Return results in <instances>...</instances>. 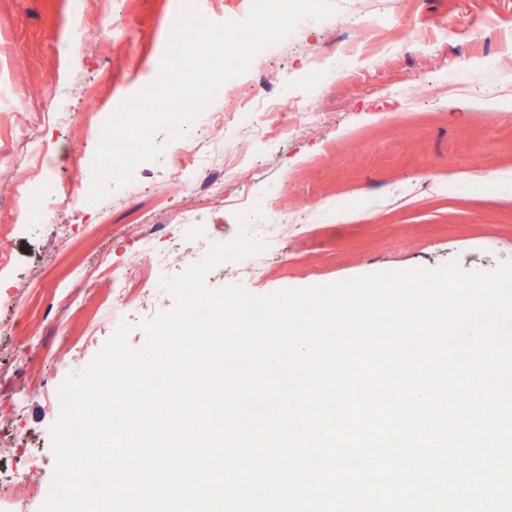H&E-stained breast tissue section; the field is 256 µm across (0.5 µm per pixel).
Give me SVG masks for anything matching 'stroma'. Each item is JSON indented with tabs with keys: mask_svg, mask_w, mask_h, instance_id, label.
Instances as JSON below:
<instances>
[{
	"mask_svg": "<svg viewBox=\"0 0 512 512\" xmlns=\"http://www.w3.org/2000/svg\"><path fill=\"white\" fill-rule=\"evenodd\" d=\"M333 2L334 15L304 19L255 56L187 131L203 147L199 167L242 154L223 198L186 199L163 131L160 161L106 181L108 196L93 203L85 192L65 195L73 182L91 185L99 130L160 67L176 0H93L82 17L91 37L72 55L61 49L68 0H0V235L12 248L0 280V382L27 375L21 402L0 403V488L12 490L13 512L42 505L13 488L26 455L40 460L31 481H52L55 391L120 322L131 327L129 348L145 347V322L174 307L162 281L233 238L239 215L272 244L213 267L208 289L266 296L385 270L454 261L489 272L512 261V108L496 105L512 100V39L501 38L512 0ZM106 13L112 27L97 34ZM340 39L354 47L342 77L330 54ZM260 71L284 103L276 141L259 128L265 97L251 94ZM298 106L314 112L312 127L295 128ZM35 153L37 189L59 204L52 225L8 202ZM134 257L149 286L130 282L128 311L111 282L77 276ZM60 284L72 306L57 305Z\"/></svg>",
	"mask_w": 512,
	"mask_h": 512,
	"instance_id": "stroma-1",
	"label": "stroma"
}]
</instances>
